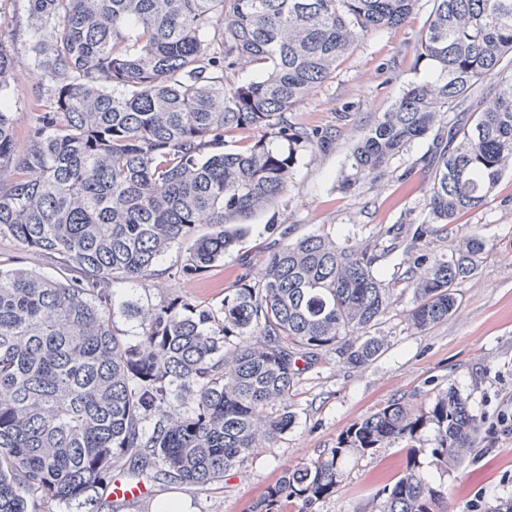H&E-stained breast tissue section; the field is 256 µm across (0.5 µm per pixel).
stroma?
Wrapping results in <instances>:
<instances>
[{
  "mask_svg": "<svg viewBox=\"0 0 512 512\" xmlns=\"http://www.w3.org/2000/svg\"><path fill=\"white\" fill-rule=\"evenodd\" d=\"M433 0L419 6L405 25L367 35L343 59L333 77L313 89L295 112L307 127L331 132L327 152L302 157L281 201L251 219L249 232L222 262L193 277L174 276L183 252L170 250L158 263L154 278L117 286L115 305L146 303L174 294L211 308L223 302L241 272L260 278L270 252L306 235H328L338 243H362L387 224H418L427 219L428 178L421 161L430 139L413 143L392 159L381 178L353 192L337 188L336 178L367 121L386 111L410 83L436 78L434 67L418 61L416 41L425 29ZM0 35L16 36L14 99L36 90L21 77L33 70L27 52L28 33L0 22ZM414 169L409 182L400 174ZM461 232H477L488 244L478 275L459 288L460 306L448 321L425 332L408 326L405 314L412 294L403 291L378 332L388 350L364 369L337 364L332 354L306 368L289 402L295 424L270 446L247 457L223 481L189 486L176 481L151 484L142 500L99 497L94 512H156L175 498L184 512H248L281 472L336 445L352 424L402 394L416 407L431 406L436 395L457 388L483 422V431L466 462L455 472L437 468L429 453L435 433L424 430L416 445L428 476L448 490V512H492L497 501L512 496V432L502 431L500 416L512 413V173L496 187L490 202L458 222ZM406 464L400 444L369 456L349 459L343 488L320 502L317 512H377L373 493L397 476Z\"/></svg>",
  "mask_w": 512,
  "mask_h": 512,
  "instance_id": "stroma-1",
  "label": "stroma"
}]
</instances>
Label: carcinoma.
<instances>
[{
    "instance_id": "obj_1",
    "label": "carcinoma",
    "mask_w": 512,
    "mask_h": 512,
    "mask_svg": "<svg viewBox=\"0 0 512 512\" xmlns=\"http://www.w3.org/2000/svg\"><path fill=\"white\" fill-rule=\"evenodd\" d=\"M419 0H27L41 88L22 100L35 122L12 123L14 40L0 38V242L53 259L47 277L0 264V512L62 502L84 512L115 472L149 483L205 485L288 432L302 368L332 352L365 368L385 351L377 325L394 289L378 273L402 256L393 283L412 290L407 323L431 329L458 308L487 243L448 239L486 204L512 160V74L471 121L480 82L512 60V0H433L415 44L439 72L409 86L352 147L339 187L355 191L418 139H432L429 220L380 228L372 242L307 235L275 248L262 279L242 273L218 309L165 296L134 310L129 338L111 318L114 288L145 281L174 246L178 273L224 258L246 221L275 206L304 152L332 135L293 112L372 32L403 26ZM258 80L240 81L246 67ZM261 135L224 151V132ZM192 392L175 413L173 388ZM459 467L482 428L450 386L427 410L397 397L351 425L336 447L285 469L249 512H315L339 491L346 459L405 443L406 467L374 493L378 512H446L414 442Z\"/></svg>"
}]
</instances>
